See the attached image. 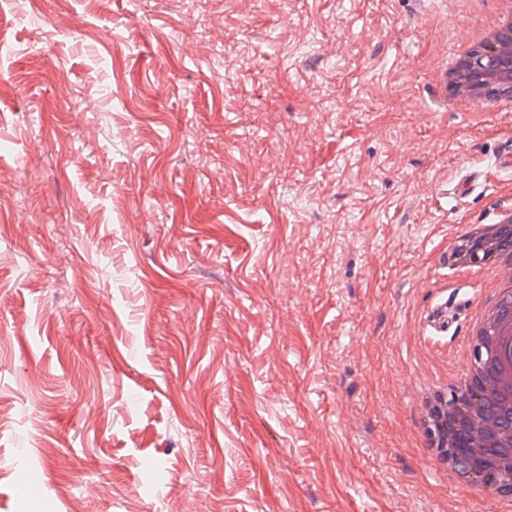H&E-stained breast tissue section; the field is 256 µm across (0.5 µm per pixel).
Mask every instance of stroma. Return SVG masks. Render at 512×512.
Returning <instances> with one entry per match:
<instances>
[{
    "mask_svg": "<svg viewBox=\"0 0 512 512\" xmlns=\"http://www.w3.org/2000/svg\"><path fill=\"white\" fill-rule=\"evenodd\" d=\"M485 10L0 0V512H493L414 403L512 201V112L434 77Z\"/></svg>",
    "mask_w": 512,
    "mask_h": 512,
    "instance_id": "35a3bbf8",
    "label": "stroma"
}]
</instances>
